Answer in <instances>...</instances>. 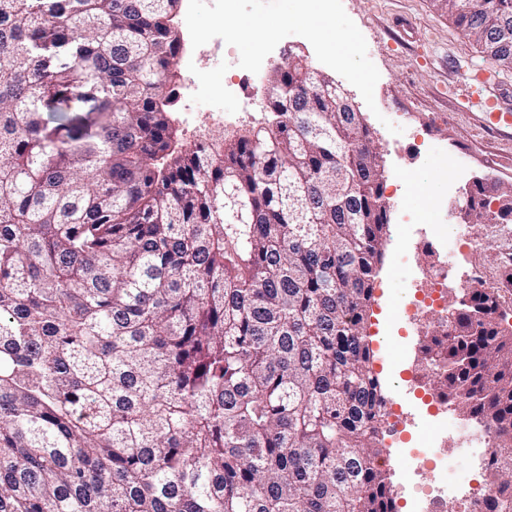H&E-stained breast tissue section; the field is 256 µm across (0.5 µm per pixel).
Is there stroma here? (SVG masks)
<instances>
[{"label":"stroma","mask_w":512,"mask_h":512,"mask_svg":"<svg viewBox=\"0 0 512 512\" xmlns=\"http://www.w3.org/2000/svg\"><path fill=\"white\" fill-rule=\"evenodd\" d=\"M342 2L380 73L374 89L376 112H369L357 89L349 94L384 156L385 195L391 204L370 332L374 369L387 405L415 420L405 438L384 440L383 457L401 507L415 498L407 454L415 444L429 443L441 424L421 394L393 376L414 364L419 353V328L399 320L396 305L420 274L424 243L432 242L439 261H454L453 282L470 278L473 271L482 272L498 287L503 309L512 313V282L504 270L506 256L512 254V224H466L454 213L474 178L512 187V129L484 128L478 114L448 96L449 86L475 69L491 71L500 90L512 95V70L489 59L481 45L463 34L432 0ZM239 59L237 48L228 45L223 65H215L188 40L175 59L183 80H195L221 98L235 127L258 119L252 100L267 93L266 79L242 78ZM389 121L401 127V134L386 129ZM443 424L449 431V486L465 477L485 482L489 449L469 446L458 437V430L468 422L457 412H448Z\"/></svg>","instance_id":"1"}]
</instances>
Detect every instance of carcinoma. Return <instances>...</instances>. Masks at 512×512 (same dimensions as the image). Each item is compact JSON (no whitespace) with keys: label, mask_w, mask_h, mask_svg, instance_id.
I'll use <instances>...</instances> for the list:
<instances>
[{"label":"carcinoma","mask_w":512,"mask_h":512,"mask_svg":"<svg viewBox=\"0 0 512 512\" xmlns=\"http://www.w3.org/2000/svg\"><path fill=\"white\" fill-rule=\"evenodd\" d=\"M432 2L512 69V0ZM179 8L0 0V512H394L367 332L383 156L299 53L260 119L183 142ZM463 205L512 224L511 189ZM501 306L451 292L433 338L448 405L493 437L488 512H512Z\"/></svg>","instance_id":"1"}]
</instances>
